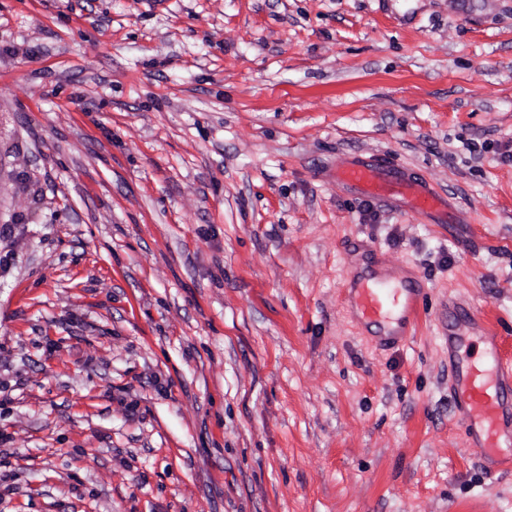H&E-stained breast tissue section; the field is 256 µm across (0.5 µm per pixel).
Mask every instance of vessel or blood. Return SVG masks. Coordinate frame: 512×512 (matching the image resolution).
I'll use <instances>...</instances> for the list:
<instances>
[{
    "label": "vessel or blood",
    "mask_w": 512,
    "mask_h": 512,
    "mask_svg": "<svg viewBox=\"0 0 512 512\" xmlns=\"http://www.w3.org/2000/svg\"><path fill=\"white\" fill-rule=\"evenodd\" d=\"M343 187L376 202L420 216L444 218L448 201L426 179L408 174L383 160H355L336 173ZM419 290L412 284L391 286L357 273L348 305L359 321L387 326V335H407L417 319ZM475 356H453L456 409L465 424L471 448L484 459L497 458L512 447V359L501 352L498 336L483 339Z\"/></svg>",
    "instance_id": "vessel-or-blood-1"
}]
</instances>
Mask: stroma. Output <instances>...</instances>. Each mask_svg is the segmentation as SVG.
Masks as SVG:
<instances>
[{
  "label": "stroma",
  "instance_id": "1",
  "mask_svg": "<svg viewBox=\"0 0 512 512\" xmlns=\"http://www.w3.org/2000/svg\"><path fill=\"white\" fill-rule=\"evenodd\" d=\"M375 157L458 223L337 184ZM361 269L420 279L398 343ZM480 329L512 357V0H0V512H512ZM463 342L458 336L452 360L457 415L470 448L496 459L498 448L512 447V360L502 354L499 336H483L485 347L476 357L462 356Z\"/></svg>",
  "mask_w": 512,
  "mask_h": 512
}]
</instances>
